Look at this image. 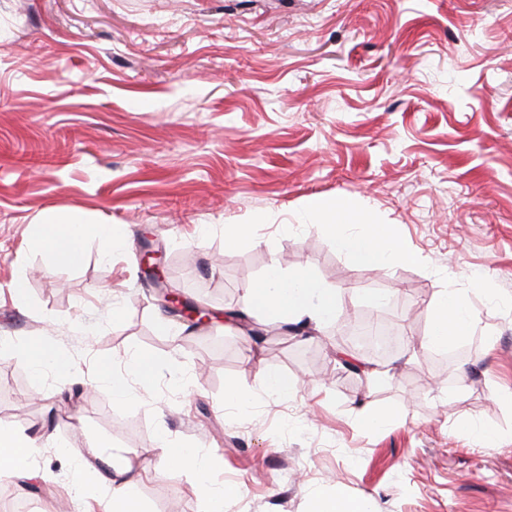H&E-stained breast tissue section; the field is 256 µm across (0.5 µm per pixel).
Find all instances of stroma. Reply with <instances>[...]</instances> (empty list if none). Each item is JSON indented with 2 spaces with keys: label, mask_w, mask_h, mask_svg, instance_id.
I'll list each match as a JSON object with an SVG mask.
<instances>
[{
  "label": "stroma",
  "mask_w": 512,
  "mask_h": 512,
  "mask_svg": "<svg viewBox=\"0 0 512 512\" xmlns=\"http://www.w3.org/2000/svg\"><path fill=\"white\" fill-rule=\"evenodd\" d=\"M354 198L392 225L415 265L339 254L307 198ZM112 225L71 268L30 246L35 217ZM254 238L224 245V227ZM189 256L171 283L228 312L272 261L336 291V314L297 334L252 317L197 328L142 277L144 248ZM28 288L15 300L19 272ZM475 317L465 363L422 344L441 289ZM402 338L343 366L347 312ZM69 357L35 378L12 343ZM161 370L113 399L103 366ZM298 376L265 393L262 368ZM250 394L226 404L228 383ZM405 415L362 428L361 411ZM0 422L32 438L37 478L0 477L30 512H100L110 468L78 452L139 453L148 512H206L197 476L162 467L193 448L231 489L224 512H312L316 494L374 512H512V0H0ZM494 431L488 447L475 429Z\"/></svg>",
  "instance_id": "stroma-1"
}]
</instances>
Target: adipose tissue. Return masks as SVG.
<instances>
[{
	"instance_id": "1",
	"label": "adipose tissue",
	"mask_w": 512,
	"mask_h": 512,
	"mask_svg": "<svg viewBox=\"0 0 512 512\" xmlns=\"http://www.w3.org/2000/svg\"><path fill=\"white\" fill-rule=\"evenodd\" d=\"M356 205L346 197L330 202L319 197L308 198L305 210L311 215L326 216L323 226L337 251L353 263L381 268L395 262L419 263V256L402 245L386 224L362 225L359 233H350L355 222ZM96 235L104 249H112L115 237L108 224H88L77 217L58 220L42 217L34 222V248L45 252L53 263L70 267L83 258L85 242L89 235ZM246 296L252 310L268 317L294 325H311L321 328L332 320L336 312V292L314 280L305 268L286 271L279 263H271L264 276L247 288ZM473 324L467 302L453 290L443 291L435 300L432 322L425 343L435 350L471 335ZM158 362L151 357L132 360L124 371L105 369L104 374L112 385L115 400L131 398L132 383L150 386L156 379ZM34 448L25 436L5 423H0V475L33 472ZM162 458L168 469L194 473L205 481L209 512H224V499L229 493L210 481V464L191 448H166ZM138 481L132 457L115 458L109 481L110 512H144L137 493Z\"/></svg>"
}]
</instances>
